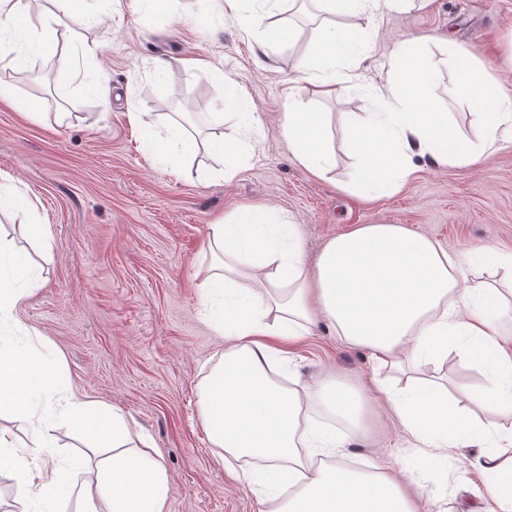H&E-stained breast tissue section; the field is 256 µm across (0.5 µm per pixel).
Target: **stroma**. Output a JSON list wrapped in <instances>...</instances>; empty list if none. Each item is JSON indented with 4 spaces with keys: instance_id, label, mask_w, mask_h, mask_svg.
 Masks as SVG:
<instances>
[{
    "instance_id": "35a3bbf8",
    "label": "stroma",
    "mask_w": 512,
    "mask_h": 512,
    "mask_svg": "<svg viewBox=\"0 0 512 512\" xmlns=\"http://www.w3.org/2000/svg\"><path fill=\"white\" fill-rule=\"evenodd\" d=\"M95 19L60 30L55 53L36 57L19 70L0 60V80L19 98L34 103L37 118L0 105V176L12 180L50 225V248L18 220L0 218V236L27 256L43 281L1 330L32 336L42 354L62 360L61 384L97 402L104 413L120 411L130 426L147 432L168 479V512H273L274 501L259 500L242 478L255 462L226 463L212 447L199 412L200 389L224 351V340L198 312L195 275L209 261L203 246L221 215L262 205L289 218L301 258L313 266L325 243L358 224H402L434 238L451 253L489 244L512 255V146L479 167L437 166L414 156L416 173L396 194L369 200L341 184L353 159L340 116L374 111L367 86L377 81L392 47L412 33L434 32L439 43L426 52L441 71L434 88L448 121L477 138L471 107L449 93L448 56L442 39L472 50L495 82L512 87V0H418L401 11L382 10L374 23L360 15L333 14L355 31L372 28L364 79L343 95L319 96L314 86L299 103L329 117L335 166L321 179L288 152L279 125L284 89L303 53L310 23L300 18L289 47L269 50L256 64L253 40L225 14L221 0H178L180 22L165 14L149 26L135 24L116 0H85ZM208 17V26L195 15ZM81 45L97 47L83 57ZM165 60L187 95L204 112H223L224 135L237 137L240 123L222 110L221 89L212 71L220 69L242 87L244 107L260 116L264 137L237 175L223 179L222 162L203 150L173 175L144 145L136 115L171 114L165 84L153 60ZM103 80L111 88L102 105L85 87ZM275 371L285 385L337 378L368 386L375 370L368 353L341 342L327 321L295 341L273 339ZM430 375H448L450 390L469 403L489 373L457 350L431 362ZM56 459L78 461L73 488L51 504V512H78L76 490L85 470L111 459L79 429L55 433ZM408 442L386 411L371 398L364 435L347 440L341 461L360 471L388 467L405 454ZM479 449L463 445L437 467L413 471L410 491L422 494L429 512H476L482 478L473 466Z\"/></svg>"
}]
</instances>
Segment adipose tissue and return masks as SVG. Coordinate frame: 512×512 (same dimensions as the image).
Returning a JSON list of instances; mask_svg holds the SVG:
<instances>
[{
	"instance_id": "1",
	"label": "adipose tissue",
	"mask_w": 512,
	"mask_h": 512,
	"mask_svg": "<svg viewBox=\"0 0 512 512\" xmlns=\"http://www.w3.org/2000/svg\"><path fill=\"white\" fill-rule=\"evenodd\" d=\"M277 0L248 6L224 0L240 31L258 49L289 45L295 30L272 24L268 15ZM55 10L40 27L29 25L31 0H0V57L23 67L31 58L54 50L60 28L87 22L80 0H54ZM430 38L413 35L398 42L372 91L378 111L344 113L348 148L355 159L347 185L369 196L396 192L414 173L413 155L442 165L476 167L512 144V92L490 82L474 53L448 43L453 62L452 92L475 109L478 140L460 135L435 104L432 86L437 68L425 54ZM367 39L346 25H326L298 59L285 94L281 134L292 157L317 176L333 164L326 141L324 113L297 108L304 84L335 96L359 78ZM326 64L316 75L309 58ZM241 138L209 134L196 139L179 121H170L164 137L148 140L150 152L179 172L182 150L201 146L228 162L253 153L263 134L251 112L240 115ZM265 207L236 210L210 227L211 263L198 285L199 303L224 339V356L207 378L200 400L204 425L224 457L261 460L262 470L247 474L248 485L268 495L289 486L293 493L278 512H419L401 480L418 466H435L462 443L484 445L475 467L486 479L490 512H512V461L501 451L512 447V427L491 431L448 397L440 380L424 383L413 374L456 348L490 370L487 386L473 393L477 403L512 405V347H505L495 320L505 305L498 288L470 286L473 257L448 253L431 237L402 224H360L331 238L314 266H306L293 228L272 231ZM40 277L26 270L22 253L0 242V320L13 317L35 290ZM327 319L346 344L366 349L376 367L395 371L400 387L372 378L411 451L399 466L366 473L343 465L320 464L323 455L358 436L367 401L357 387L331 379L291 390L274 377L270 336H305L317 318ZM59 369L43 355L0 336V417L24 429V439L0 428V473L18 489L45 504L70 485V471L53 465V434L58 426H78L92 438L112 445V461L88 471L82 483L84 512H167L165 468L147 438L133 440L121 414L105 416L76 394L60 395ZM322 405L341 418L346 435L321 431L309 412Z\"/></svg>"
}]
</instances>
